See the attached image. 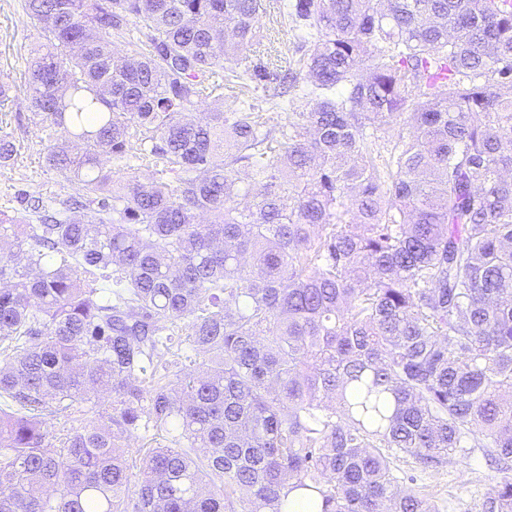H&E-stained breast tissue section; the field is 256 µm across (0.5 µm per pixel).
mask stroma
I'll list each match as a JSON object with an SVG mask.
<instances>
[{"mask_svg":"<svg viewBox=\"0 0 512 512\" xmlns=\"http://www.w3.org/2000/svg\"><path fill=\"white\" fill-rule=\"evenodd\" d=\"M261 27L246 49L247 56L267 59L292 56L299 30L290 15L272 13L262 17ZM33 29L21 8V0H0V78L12 86L8 101L0 102V134L13 136L18 154L12 166L0 169V205L19 212L26 205L18 199L19 190H30L53 197L60 193L79 195L78 184L67 181L43 162L45 146L41 133L25 108L24 72L27 49ZM399 475L412 479L411 486L438 504L441 512H479L485 494L500 481L502 474L484 460H472L469 467L451 463L437 471L415 470L411 461H398Z\"/></svg>","mask_w":512,"mask_h":512,"instance_id":"1","label":"stroma"}]
</instances>
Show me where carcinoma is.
<instances>
[{
  "instance_id": "cac0c4a2",
  "label": "carcinoma",
  "mask_w": 512,
  "mask_h": 512,
  "mask_svg": "<svg viewBox=\"0 0 512 512\" xmlns=\"http://www.w3.org/2000/svg\"><path fill=\"white\" fill-rule=\"evenodd\" d=\"M21 7L84 200L0 209V512H439L394 461L478 453L512 512V0H294L274 61L264 0ZM263 15L254 40L247 46L244 55L266 60L276 55L291 57L298 43L300 31L285 9L280 13ZM84 409L85 411L81 414H78L77 416L73 418H66L62 416L58 417H51L49 420L50 426L55 429L56 431L62 426L66 425L67 427L71 428H82L84 426L92 425L93 423H97L98 421V415L94 409V406L92 403H87Z\"/></svg>"
}]
</instances>
